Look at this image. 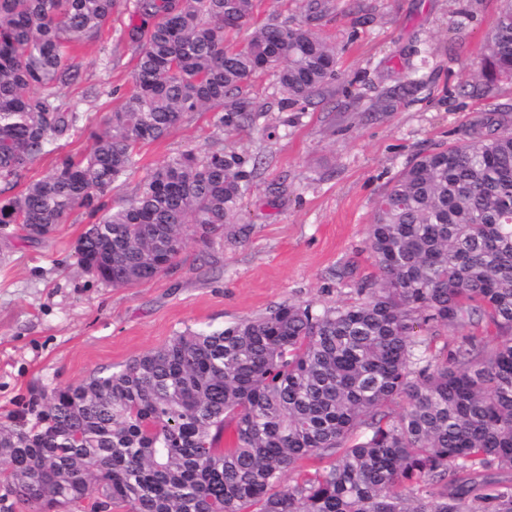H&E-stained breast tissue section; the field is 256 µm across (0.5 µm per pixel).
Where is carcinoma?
I'll list each match as a JSON object with an SVG mask.
<instances>
[{"label": "carcinoma", "instance_id": "cac0c4a2", "mask_svg": "<svg viewBox=\"0 0 512 512\" xmlns=\"http://www.w3.org/2000/svg\"><path fill=\"white\" fill-rule=\"evenodd\" d=\"M116 7L0 0V229L30 238L82 209L95 222L78 265L123 287L166 272L189 228L208 245L250 191L240 157L186 151L111 206L138 145L188 112L213 110L223 126L254 120L234 95L266 72L285 102L307 103L328 91L338 54L313 29L330 0H306L304 21L268 22L239 48L224 34L251 22L256 0H133L132 92L87 154L27 180L80 130V103L61 100L79 77L69 48L97 38ZM484 49L490 74L511 80L512 0ZM502 121L493 113L463 143L420 153L381 195L369 228L380 277L359 288L366 300L284 303L188 329L117 372L31 391L0 424V489L34 512H512V133ZM475 315L499 337L494 348L471 334L444 358L418 354L421 330ZM397 398L393 416L385 407ZM361 424L368 433L352 439ZM336 454L283 484L298 459Z\"/></svg>", "mask_w": 512, "mask_h": 512}]
</instances>
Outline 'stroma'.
<instances>
[{
  "label": "stroma",
  "instance_id": "stroma-1",
  "mask_svg": "<svg viewBox=\"0 0 512 512\" xmlns=\"http://www.w3.org/2000/svg\"><path fill=\"white\" fill-rule=\"evenodd\" d=\"M500 0H333L318 22L339 52L324 101L282 106L271 74L243 88L257 119L216 126L212 112L186 114L163 139L137 147V170L115 185L111 202L135 197L146 171L184 150L239 155L251 189L231 234L210 245L188 241L174 268L156 279L115 287L76 264L74 246L91 219L71 211L45 238L0 233V423L32 389L51 390L131 358L185 331L225 328L269 314L280 304L315 308L358 301L379 275L369 253L375 203L418 154L463 140L487 113L512 130V82L482 92L484 44ZM132 17L117 0L98 38L76 46L77 83L62 92L91 122L62 139L59 153L84 155L91 135L132 87L138 46ZM99 98L83 99L87 89ZM496 336L483 322L441 328L421 350H455L464 336Z\"/></svg>",
  "mask_w": 512,
  "mask_h": 512
}]
</instances>
